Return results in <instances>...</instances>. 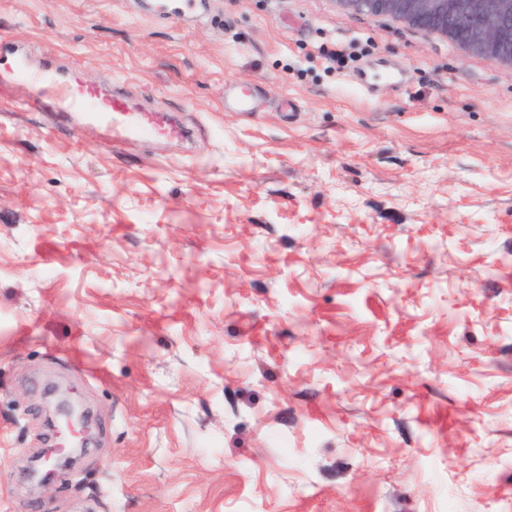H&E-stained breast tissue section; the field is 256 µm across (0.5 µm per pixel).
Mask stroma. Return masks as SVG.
I'll return each instance as SVG.
<instances>
[{"mask_svg":"<svg viewBox=\"0 0 512 512\" xmlns=\"http://www.w3.org/2000/svg\"><path fill=\"white\" fill-rule=\"evenodd\" d=\"M0 42L195 131L0 94V512H512L511 69L334 0H0ZM54 383L94 439L39 496ZM156 15L166 17L169 15L186 16L195 12L198 0H153Z\"/></svg>","mask_w":512,"mask_h":512,"instance_id":"stroma-1","label":"stroma"}]
</instances>
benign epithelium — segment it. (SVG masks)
<instances>
[{
  "instance_id": "7a95c632",
  "label": "benign epithelium",
  "mask_w": 512,
  "mask_h": 512,
  "mask_svg": "<svg viewBox=\"0 0 512 512\" xmlns=\"http://www.w3.org/2000/svg\"><path fill=\"white\" fill-rule=\"evenodd\" d=\"M339 12L369 13L400 19L424 32L441 35L469 53L494 58L512 68V0H336ZM52 426L78 417L85 411L69 392L54 390ZM86 443L51 446L41 452L27 477L41 491L48 488L56 471L71 461Z\"/></svg>"
}]
</instances>
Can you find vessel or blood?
Returning <instances> with one entry per match:
<instances>
[{
  "label": "vessel or blood",
  "mask_w": 512,
  "mask_h": 512,
  "mask_svg": "<svg viewBox=\"0 0 512 512\" xmlns=\"http://www.w3.org/2000/svg\"><path fill=\"white\" fill-rule=\"evenodd\" d=\"M153 4L158 16H186L195 12L198 0H153ZM11 78L37 88V95L26 103L30 111L83 115L102 126L115 147L136 138L178 140L189 135L166 115L139 108L121 94L112 95L94 85H76L74 78L33 67L20 56L11 68Z\"/></svg>",
  "instance_id": "obj_1"
}]
</instances>
